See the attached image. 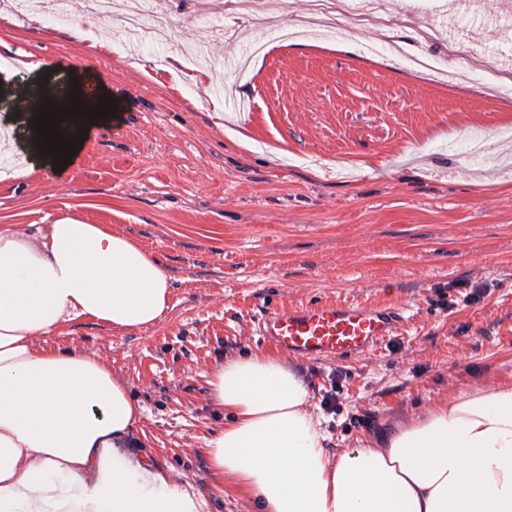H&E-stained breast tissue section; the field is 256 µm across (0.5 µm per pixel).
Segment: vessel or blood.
<instances>
[{
  "label": "vessel or blood",
  "mask_w": 512,
  "mask_h": 512,
  "mask_svg": "<svg viewBox=\"0 0 512 512\" xmlns=\"http://www.w3.org/2000/svg\"><path fill=\"white\" fill-rule=\"evenodd\" d=\"M253 321L261 338L297 357L350 358L368 352L404 324L402 308L367 301H326L259 308Z\"/></svg>",
  "instance_id": "b4317fda"
}]
</instances>
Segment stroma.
<instances>
[{
	"label": "stroma",
	"mask_w": 512,
	"mask_h": 512,
	"mask_svg": "<svg viewBox=\"0 0 512 512\" xmlns=\"http://www.w3.org/2000/svg\"><path fill=\"white\" fill-rule=\"evenodd\" d=\"M126 2L112 0L102 27L111 54L90 57L0 0L7 63L50 64L42 76L0 72L1 93L93 80L117 103L68 164L25 182L11 176L18 157L43 161L34 114L0 113L15 132L0 147V224H109L171 275L172 307L150 327L82 321L42 339L79 346L125 383L145 408L136 437L153 464L191 483L205 512H256L214 481L205 448L223 422L211 375L263 350L251 319L265 306L331 297L406 310L378 350L289 357L333 452L459 394L512 387V93L482 80L487 63L512 59V0H379L384 24L361 31L340 16L341 37L324 36L306 0H263L259 27L233 0H159L131 35ZM286 24L301 37L279 41ZM416 57L441 60L445 75ZM175 77L183 96L168 90Z\"/></svg>",
	"instance_id": "stroma-1"
}]
</instances>
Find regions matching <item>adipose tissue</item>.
<instances>
[{
	"mask_svg": "<svg viewBox=\"0 0 512 512\" xmlns=\"http://www.w3.org/2000/svg\"><path fill=\"white\" fill-rule=\"evenodd\" d=\"M161 262L108 224L0 225V512H200L133 436L144 407L61 325L139 331L171 308ZM216 482L258 512H512V387L463 393L370 447L329 453L324 417L277 353L224 361Z\"/></svg>",
	"mask_w": 512,
	"mask_h": 512,
	"instance_id": "1",
	"label": "adipose tissue"
}]
</instances>
